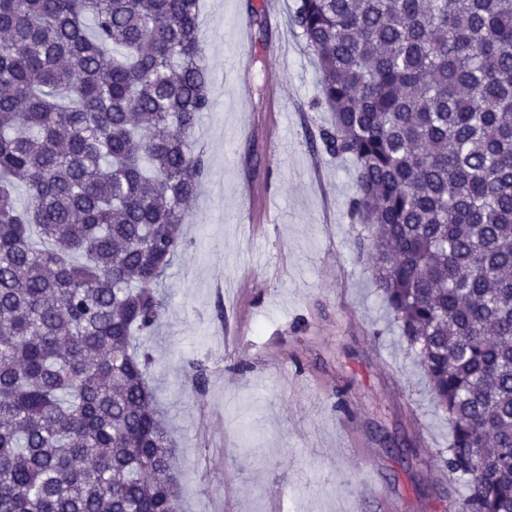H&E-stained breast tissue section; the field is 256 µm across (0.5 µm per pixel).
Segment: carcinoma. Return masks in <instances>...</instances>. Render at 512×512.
<instances>
[{"label":"carcinoma","mask_w":512,"mask_h":512,"mask_svg":"<svg viewBox=\"0 0 512 512\" xmlns=\"http://www.w3.org/2000/svg\"><path fill=\"white\" fill-rule=\"evenodd\" d=\"M290 21L373 285L452 427L453 512H512V0ZM199 29L200 0H0V512H182L134 333L208 174Z\"/></svg>","instance_id":"cac0c4a2"}]
</instances>
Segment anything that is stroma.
<instances>
[{
	"label": "stroma",
	"instance_id": "35a3bbf8",
	"mask_svg": "<svg viewBox=\"0 0 512 512\" xmlns=\"http://www.w3.org/2000/svg\"><path fill=\"white\" fill-rule=\"evenodd\" d=\"M296 2L272 14L266 0H202L214 107L195 137L210 169L159 287V328L136 339L176 439L184 510L452 512L464 486L440 467L451 427L358 252L352 165L311 139L331 114L314 104ZM253 7L263 23L243 45ZM253 208L268 211L262 229L247 222ZM239 319L250 353L228 358L224 328ZM190 359L208 365L205 386ZM345 420L358 454L336 449ZM373 479L382 501L359 502Z\"/></svg>",
	"mask_w": 512,
	"mask_h": 512
}]
</instances>
